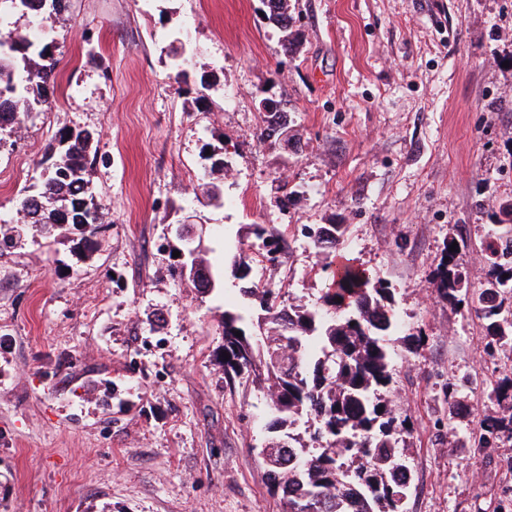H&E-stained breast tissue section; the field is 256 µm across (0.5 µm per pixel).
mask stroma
<instances>
[{
    "instance_id": "obj_1",
    "label": "stroma",
    "mask_w": 512,
    "mask_h": 512,
    "mask_svg": "<svg viewBox=\"0 0 512 512\" xmlns=\"http://www.w3.org/2000/svg\"><path fill=\"white\" fill-rule=\"evenodd\" d=\"M262 10L69 0L45 19L54 102L0 146V219L38 191L58 131L79 126L96 136L87 178L109 228L90 247L29 233L0 249V512H281L261 456L272 411L262 392L226 388L220 364L225 310L259 308L231 270L204 294L175 277L189 217L212 262L260 252L250 224L293 238L248 278L288 306L319 304L332 280L302 225H346L339 254L385 281L404 326L386 396L413 474L404 512H495L512 488V440L469 441L512 416L490 397L512 347L487 356L476 311L432 280L456 241L476 300L480 246L512 201V0H288L290 57ZM266 97L291 141L259 139ZM451 378L474 384L439 428Z\"/></svg>"
}]
</instances>
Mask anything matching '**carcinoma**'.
<instances>
[{"label":"carcinoma","mask_w":512,"mask_h":512,"mask_svg":"<svg viewBox=\"0 0 512 512\" xmlns=\"http://www.w3.org/2000/svg\"><path fill=\"white\" fill-rule=\"evenodd\" d=\"M13 12L32 18L60 12L67 0H0ZM268 20L284 33L286 55L296 53L288 0H263ZM52 43L33 42L15 34L0 40V122L11 125L0 135L20 130L26 117L50 104L57 60ZM94 134L81 127L60 131L59 157L45 167L36 194L17 201L22 221L0 236L32 230L50 234L72 228L89 242L105 227V207L95 199L85 179L95 162ZM76 185L77 191L69 187ZM506 219L491 225L482 247L489 269L478 297L479 318L486 323L484 350L494 356L512 343V320L501 318L512 300V260H498L502 240L512 242V203L502 208ZM305 236L330 257L344 237L343 224H306ZM253 234L264 247L279 251L280 235L261 224ZM458 252L446 251L436 269V291L449 304H465L464 278ZM244 294L258 301L262 314L245 326V318L224 311L222 361L225 385L234 390L252 385L270 402L274 416L265 462L271 487L280 495L284 512H293L301 498L315 497L313 512H400L411 472L399 450L403 422L385 405L383 395L393 378L390 336L397 324L393 294L385 282L351 266L334 280L323 304L280 307V292L252 284ZM242 336H235L236 332ZM466 382L443 386L448 419L457 414V396ZM479 446L512 439V416L486 419L480 425Z\"/></svg>","instance_id":"obj_1"}]
</instances>
